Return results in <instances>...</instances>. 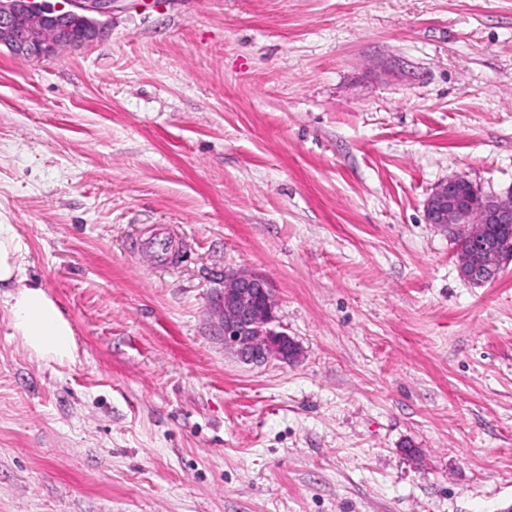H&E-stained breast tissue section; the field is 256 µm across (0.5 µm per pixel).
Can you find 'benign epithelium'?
<instances>
[{
	"label": "benign epithelium",
	"instance_id": "7a95c632",
	"mask_svg": "<svg viewBox=\"0 0 512 512\" xmlns=\"http://www.w3.org/2000/svg\"><path fill=\"white\" fill-rule=\"evenodd\" d=\"M115 0H64L57 7L47 0H0V47L20 59H44L58 51L76 48L102 34V19L112 16ZM425 217L429 224L470 240L476 251L458 255L461 276L482 284L484 266L494 273L512 262V246L485 245L488 225H512V200L483 193L459 174L438 183L428 196ZM276 302L263 278L247 271L224 273L223 287L216 289L212 312L224 347L253 365L271 360L290 363L300 356L299 347L273 326Z\"/></svg>",
	"mask_w": 512,
	"mask_h": 512
}]
</instances>
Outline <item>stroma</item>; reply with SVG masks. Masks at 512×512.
Masks as SVG:
<instances>
[{
	"instance_id": "1",
	"label": "stroma",
	"mask_w": 512,
	"mask_h": 512,
	"mask_svg": "<svg viewBox=\"0 0 512 512\" xmlns=\"http://www.w3.org/2000/svg\"><path fill=\"white\" fill-rule=\"evenodd\" d=\"M454 174L512 195V0H116L0 49V224L76 339L0 299V512H512V264L461 277ZM228 270L299 361L225 349Z\"/></svg>"
}]
</instances>
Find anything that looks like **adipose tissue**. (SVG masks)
Returning a JSON list of instances; mask_svg holds the SVG:
<instances>
[{
  "label": "adipose tissue",
  "instance_id": "ef3b65f1",
  "mask_svg": "<svg viewBox=\"0 0 512 512\" xmlns=\"http://www.w3.org/2000/svg\"><path fill=\"white\" fill-rule=\"evenodd\" d=\"M27 247L11 225L0 224V298L16 333L41 357L63 359L75 348L74 330L40 283L26 274Z\"/></svg>",
  "mask_w": 512,
  "mask_h": 512
}]
</instances>
